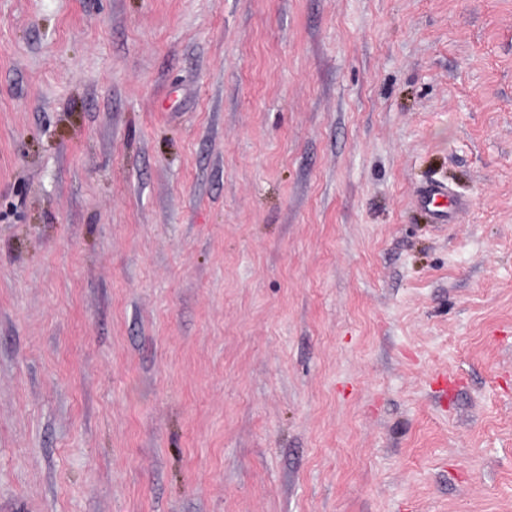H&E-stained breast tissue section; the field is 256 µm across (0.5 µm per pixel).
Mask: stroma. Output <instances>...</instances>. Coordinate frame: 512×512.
Segmentation results:
<instances>
[{
    "label": "stroma",
    "mask_w": 512,
    "mask_h": 512,
    "mask_svg": "<svg viewBox=\"0 0 512 512\" xmlns=\"http://www.w3.org/2000/svg\"><path fill=\"white\" fill-rule=\"evenodd\" d=\"M0 512H512V0H0ZM416 203L438 224H446L450 215L465 205L448 191L447 186L439 182H431L422 188L416 196Z\"/></svg>",
    "instance_id": "35a3bbf8"
}]
</instances>
